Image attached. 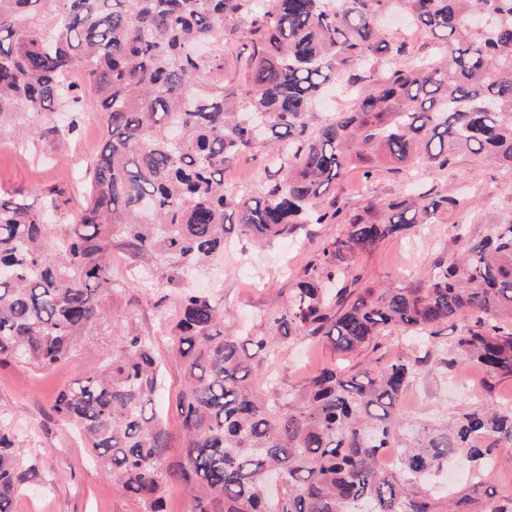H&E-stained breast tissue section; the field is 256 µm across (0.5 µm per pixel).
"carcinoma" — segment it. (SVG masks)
<instances>
[{
    "instance_id": "cac0c4a2",
    "label": "carcinoma",
    "mask_w": 512,
    "mask_h": 512,
    "mask_svg": "<svg viewBox=\"0 0 512 512\" xmlns=\"http://www.w3.org/2000/svg\"><path fill=\"white\" fill-rule=\"evenodd\" d=\"M390 10L435 39L410 48L378 25ZM239 40L242 82H224V52ZM83 72L108 114L102 150L69 234L44 255L58 190L36 208L0 191V363L51 370L104 324L117 284L112 251L175 300L171 355L183 372L181 451L155 401L163 371L154 337L124 315L112 353L55 397L53 420L85 439L93 460L141 512H166L182 484L188 512H512V492L482 479L512 441V406L476 407L451 426L411 429L399 398L430 359L400 356L353 374L327 365L287 387L272 371L290 339H327L349 354L401 330L427 349L469 311L450 370L471 365L487 388L512 378V218L433 260L422 288H359L350 256L403 236L457 200L406 189L354 210L341 184L387 169L448 170L456 153L512 177V0H0V133L19 115L82 100ZM346 99L329 114L327 92ZM257 148L275 171L255 197L224 187V166ZM307 224H340L300 271L282 304L254 329L224 327V308L188 288L224 254L226 235L265 247ZM399 449L387 470L381 456ZM455 455L479 466L473 494L438 493L431 477ZM43 483L0 416V512Z\"/></svg>"
}]
</instances>
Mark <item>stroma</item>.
Segmentation results:
<instances>
[{
    "mask_svg": "<svg viewBox=\"0 0 512 512\" xmlns=\"http://www.w3.org/2000/svg\"><path fill=\"white\" fill-rule=\"evenodd\" d=\"M104 132V114L89 109L78 131L69 138L42 130L25 139L1 138L0 188L24 190L34 202L49 189L76 195ZM361 180L357 169L345 177L354 208L364 206L369 195L391 198L403 184L402 176L382 171L364 193ZM413 184L423 192L434 189L447 193L459 204L437 215L433 223L421 225L415 233L383 240L371 252L353 255L350 264L362 276L361 287L424 285L435 258L450 262L458 257L463 245L457 241V233L483 238L491 231L492 215L512 214V178L468 153L457 156L441 176L426 170L415 172ZM342 231L339 225L311 226L296 236L298 248L293 252L288 251L284 240L268 248L233 242L195 286L224 306L230 314V327L258 323L281 304L292 269H303L326 238ZM112 269L121 287L107 300L106 310L131 315L144 331L155 336L158 351L167 356L170 345L160 328L162 313L150 303L144 289L132 287L130 263L123 253H113ZM112 342L109 333L87 337L71 362L48 372L13 362L0 364V412L15 424L19 446L34 450L43 476L42 485L17 497L14 512H140L138 503L113 487L111 479L92 461L79 436L50 417L56 392L77 374L99 367ZM338 360L328 342L291 340L280 348L275 372L284 382L297 386L317 368ZM485 378L478 368L463 367L452 374L446 367L432 364L430 371L406 387L399 413L412 423H446L483 404L512 406V380H501L490 395L485 391Z\"/></svg>",
    "mask_w": 512,
    "mask_h": 512,
    "instance_id": "obj_1",
    "label": "stroma"
}]
</instances>
